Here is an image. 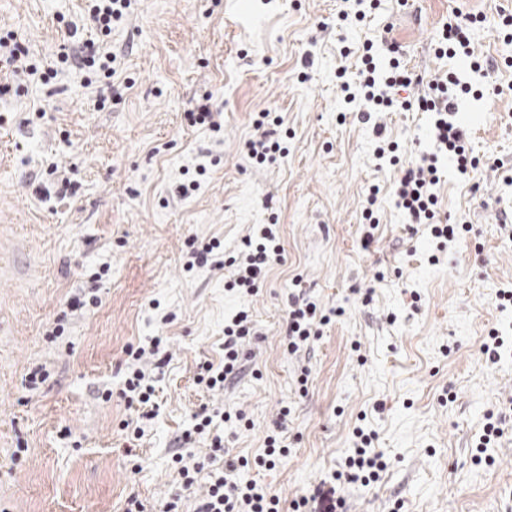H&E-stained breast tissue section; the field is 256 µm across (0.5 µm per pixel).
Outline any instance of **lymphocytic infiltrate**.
Returning a JSON list of instances; mask_svg holds the SVG:
<instances>
[{
    "instance_id": "lymphocytic-infiltrate-1",
    "label": "lymphocytic infiltrate",
    "mask_w": 512,
    "mask_h": 512,
    "mask_svg": "<svg viewBox=\"0 0 512 512\" xmlns=\"http://www.w3.org/2000/svg\"><path fill=\"white\" fill-rule=\"evenodd\" d=\"M131 6V0H86L89 21L98 32L94 41L76 42L77 26L65 22L67 37L59 42L49 58H35L25 40L15 31L0 30V71L9 72L11 79L0 83V96H21L28 83L50 84L60 68L76 67L85 75L86 85H98L104 91L98 100L106 106V89L112 88L116 76L114 58L110 49L112 25L121 21ZM411 75L402 68L398 59H391L388 67L377 66L371 54H363L358 72L356 93L348 94L347 102H358L357 116L362 123L373 124L376 134H383L382 125L376 124L377 114L391 111L395 104L393 92L409 88ZM468 86L454 73L446 72L433 78L429 90L414 100L403 101V108L417 109L433 115L432 148L412 166L402 168L393 185L398 206L411 223L426 225L432 238L439 243L453 242L462 232L459 224H440L436 221L438 194L436 187L440 162L452 156L460 173L474 168L478 160L467 148L468 130L456 119L459 102ZM284 248L278 228L273 224L261 225L257 233L242 238L237 255L225 256L218 239L194 247L190 253L192 264H212L221 269L231 267L229 288H238L252 294L258 291L274 264L283 260ZM342 308L322 310L315 302L289 298L283 346L288 354L307 350L320 328L333 317L342 315ZM254 323L246 311H239L224 326V359L216 364L199 363L196 382L207 391H222L227 381L237 377L245 359L242 345L254 335ZM144 348L128 349L130 362L123 391L128 403L149 405L154 387L142 362ZM355 449L345 462V469L335 480L320 482L311 493L292 501V512H342L345 499L339 493V484L364 485L377 481L387 467L381 455L370 453V434L363 429L354 433ZM247 458L225 462L222 470L211 473L205 492L197 500L196 512H280V499L266 487L254 481H242L240 468L246 467Z\"/></svg>"
}]
</instances>
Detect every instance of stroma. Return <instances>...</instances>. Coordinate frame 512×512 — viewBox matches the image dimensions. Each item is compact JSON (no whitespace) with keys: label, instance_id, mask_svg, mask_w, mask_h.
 <instances>
[{"label":"stroma","instance_id":"1","mask_svg":"<svg viewBox=\"0 0 512 512\" xmlns=\"http://www.w3.org/2000/svg\"><path fill=\"white\" fill-rule=\"evenodd\" d=\"M84 0H0V29L17 31L36 57L64 31L95 39ZM354 0H133L112 26L118 77L135 81L105 109L97 87L67 70L24 96L0 97V512H123L129 496L156 512L182 493L172 464L210 455L255 458L282 405L289 453L273 469L240 470L275 494L283 512L342 470L355 428L374 433L388 467L368 486L347 485L348 512H512V417L481 446L489 412L512 400V40L501 0H380L364 21H340ZM470 15L478 56L496 63L472 76L461 113L476 168L445 167L441 215L472 230L435 246L412 233L391 194L397 169L379 164L376 137L346 103L337 73L356 72L364 43L395 42L410 70L448 69L433 45L445 23ZM222 127L189 123L201 102ZM276 112L288 153L257 165L246 154L258 113ZM406 160L427 146L425 113L380 114ZM191 185L187 197L178 184ZM379 186L376 229L364 219ZM276 223L284 259L254 295L227 288L231 268H187V240L226 249ZM99 283H92L94 273ZM303 293L344 313L310 350L283 347L287 298ZM97 304H89L90 294ZM84 307L72 308L73 298ZM245 310L261 336L223 393L197 385V365L224 357V321ZM62 321V336L47 329ZM509 344L498 362L481 351L490 329ZM161 337L170 356L151 370L150 417L127 406L128 346ZM42 367L33 391L24 376ZM307 373L306 393L297 379ZM214 412L209 432L194 415ZM243 411L251 429L224 421ZM144 435L128 450L120 424ZM225 459L216 460L222 468Z\"/></svg>","mask_w":512,"mask_h":512}]
</instances>
